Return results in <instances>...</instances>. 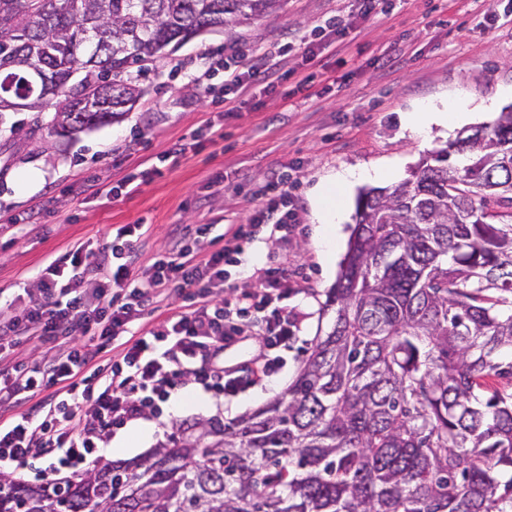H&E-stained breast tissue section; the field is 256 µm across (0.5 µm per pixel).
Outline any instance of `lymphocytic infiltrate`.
Returning <instances> with one entry per match:
<instances>
[{
  "instance_id": "obj_1",
  "label": "lymphocytic infiltrate",
  "mask_w": 512,
  "mask_h": 512,
  "mask_svg": "<svg viewBox=\"0 0 512 512\" xmlns=\"http://www.w3.org/2000/svg\"><path fill=\"white\" fill-rule=\"evenodd\" d=\"M270 48L241 71L235 58L217 62L212 54L196 57L187 77L201 86L216 65L224 67V87L249 90L248 75L264 73L271 84L287 82L288 72L267 66L276 57ZM282 171L269 172L258 203L246 223L238 225L223 249L201 252L205 226L180 224L164 250L148 267L136 265L142 227L127 224L97 250L76 245L40 272L35 291L6 302L10 317L0 319V405L31 401L29 410L0 426V475L24 478L30 458L47 456L41 480L59 469L84 479L99 443L112 428L154 416L161 403L183 385L228 395L256 384L264 366L225 370L224 351L247 335L262 331L266 348L287 346L301 330L300 311L287 307L285 272L269 265L258 269L246 286L225 295V267L238 263L241 242L251 229L266 225L271 234H289L295 214ZM184 294L185 311L166 317L126 343L118 360L101 364L100 354L140 320L157 298ZM49 347V356L30 361L25 346ZM51 399L40 400L44 390Z\"/></svg>"
}]
</instances>
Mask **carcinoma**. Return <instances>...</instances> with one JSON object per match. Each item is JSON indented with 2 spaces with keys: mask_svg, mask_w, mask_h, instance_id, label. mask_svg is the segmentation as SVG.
<instances>
[{
  "mask_svg": "<svg viewBox=\"0 0 512 512\" xmlns=\"http://www.w3.org/2000/svg\"><path fill=\"white\" fill-rule=\"evenodd\" d=\"M279 3L0 0V94L40 97L32 66L55 133L112 124L149 62ZM354 220L286 393L80 483L5 478L0 512H512V111L362 190Z\"/></svg>",
  "mask_w": 512,
  "mask_h": 512,
  "instance_id": "carcinoma-1",
  "label": "carcinoma"
}]
</instances>
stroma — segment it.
I'll return each mask as SVG.
<instances>
[{
  "instance_id": "1",
  "label": "stroma",
  "mask_w": 512,
  "mask_h": 512,
  "mask_svg": "<svg viewBox=\"0 0 512 512\" xmlns=\"http://www.w3.org/2000/svg\"><path fill=\"white\" fill-rule=\"evenodd\" d=\"M338 14L354 27L331 43L319 29ZM287 45L275 64L300 75L267 90L262 77L236 98V116L224 117V74L208 88L192 85L172 64L234 47L244 57ZM144 93L122 123L99 126L68 139L49 131L48 112H0V289L22 293L53 258L76 244L97 247L117 228L145 229L140 263L162 251L172 225L204 224L202 251L222 248L245 223L266 173L283 170L296 182L302 236L272 241L257 233L242 266H227L228 282L261 267L267 258L288 269V305L304 314L301 332L282 367L233 396L198 386L175 390L152 444L113 450L104 436L102 462L134 460L167 441L176 424L197 418L236 419L281 396L318 336L335 317L325 306L346 251L359 184L341 187L346 170L375 169L379 187L408 178L427 153L455 140L440 127L423 134L404 125L405 113L435 103L469 101L471 126L494 124L512 111V0H386L384 13L358 16L356 0H284L277 12L200 34L150 63ZM186 152L168 157L174 144ZM114 187V199L96 195L90 181ZM326 195L341 213L331 254L319 245L316 200Z\"/></svg>"
}]
</instances>
